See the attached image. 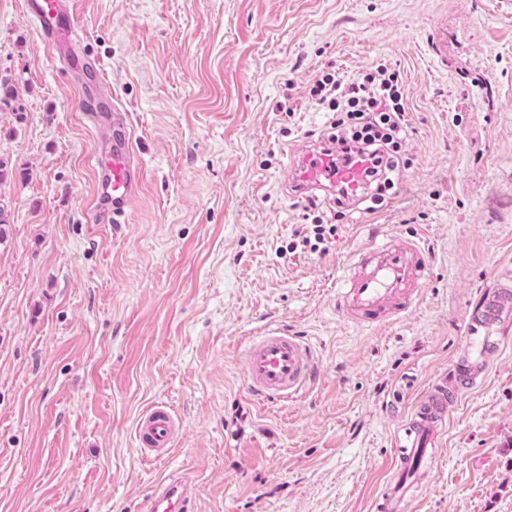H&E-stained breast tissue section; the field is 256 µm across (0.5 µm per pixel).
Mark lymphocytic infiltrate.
<instances>
[{"instance_id":"1","label":"lymphocytic infiltrate","mask_w":512,"mask_h":512,"mask_svg":"<svg viewBox=\"0 0 512 512\" xmlns=\"http://www.w3.org/2000/svg\"><path fill=\"white\" fill-rule=\"evenodd\" d=\"M310 94L336 114L327 136L329 143L345 153L358 150L368 155L370 200L383 199L395 185L408 136L399 72L380 65L346 83L326 74L316 80Z\"/></svg>"}]
</instances>
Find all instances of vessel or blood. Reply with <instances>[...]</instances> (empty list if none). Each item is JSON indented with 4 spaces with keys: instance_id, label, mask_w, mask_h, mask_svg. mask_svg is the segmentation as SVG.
<instances>
[{
    "instance_id": "obj_1",
    "label": "vessel or blood",
    "mask_w": 512,
    "mask_h": 512,
    "mask_svg": "<svg viewBox=\"0 0 512 512\" xmlns=\"http://www.w3.org/2000/svg\"><path fill=\"white\" fill-rule=\"evenodd\" d=\"M81 0H25L30 19L38 27L51 53L71 66H87L91 60L80 47ZM294 192L319 190L342 192L345 199L363 195L367 184L366 158L358 153L345 157L326 145L307 144L299 153ZM100 191L89 207L94 224H122L142 183L141 168L134 158L133 133L120 108L112 110V151L96 156ZM358 271L344 287V298L359 323L376 322L385 309L403 311L427 285L429 263L415 244L391 245L368 241L358 250ZM485 318L468 328L463 362L455 364L457 389L473 385V364L501 338L492 334ZM316 363L310 346L297 337L271 329L248 347L244 376L249 393L264 401L287 398L311 381ZM448 409V393L433 388L418 405L415 419L397 437L398 467L408 472L437 446L436 423ZM176 420L163 403L151 406L139 418L136 437L140 447L165 454L172 446ZM193 495L190 480L168 475L147 497L143 512H185Z\"/></svg>"
}]
</instances>
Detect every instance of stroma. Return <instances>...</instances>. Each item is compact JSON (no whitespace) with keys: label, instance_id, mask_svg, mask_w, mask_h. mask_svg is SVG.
Returning a JSON list of instances; mask_svg holds the SVG:
<instances>
[{"label":"stroma","instance_id":"obj_1","mask_svg":"<svg viewBox=\"0 0 512 512\" xmlns=\"http://www.w3.org/2000/svg\"><path fill=\"white\" fill-rule=\"evenodd\" d=\"M82 20L143 182L126 223H90L83 82L0 0V512H142L172 472L189 512H375L395 435L512 291V0H83ZM380 63L402 77L409 167L326 251L296 247L295 150L331 118L309 89ZM372 227L415 240L430 276L361 327L336 284ZM498 318L405 512H512V302ZM269 324L316 359L274 403L243 380ZM160 401L182 429L156 460L135 426Z\"/></svg>","mask_w":512,"mask_h":512}]
</instances>
